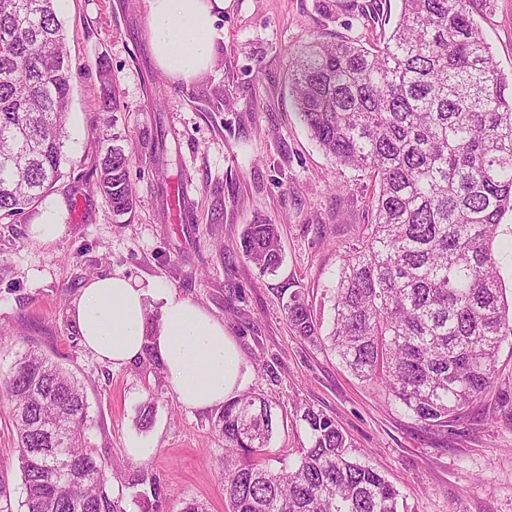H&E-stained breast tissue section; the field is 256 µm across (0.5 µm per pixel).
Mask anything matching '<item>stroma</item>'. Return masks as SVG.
Here are the masks:
<instances>
[{"mask_svg": "<svg viewBox=\"0 0 512 512\" xmlns=\"http://www.w3.org/2000/svg\"><path fill=\"white\" fill-rule=\"evenodd\" d=\"M363 3L224 0L219 56L186 82L167 77L153 57L147 0H57L72 99L65 176L46 200L66 229L42 243L29 235L36 212L0 220V378L34 345L81 381L87 441L111 463L109 483L127 512H146L125 486L140 464L128 454L134 446L150 451L142 464L161 484L159 512H180L191 499L226 512L224 440L218 410L183 408L152 362L115 367L82 346L72 304L86 281L117 272L173 288L223 321L248 368L243 392L267 397L279 419L271 467L294 463L308 447L295 414L308 404L336 420L350 456L397 487L400 512H512V338L500 348L489 393L438 431L288 326L285 306L299 290L330 327L340 256L372 221L369 178L320 150L297 115L289 81L294 54L307 43L379 38ZM480 25L494 65L511 80L512 0H496ZM102 59L119 100L109 113L100 109ZM110 145L135 153L136 205L120 217L96 189V164ZM181 186L188 200L178 222L172 200ZM259 216L281 226L282 263L264 276L238 250L246 224ZM150 397L154 418L143 429L137 416Z\"/></svg>", "mask_w": 512, "mask_h": 512, "instance_id": "stroma-1", "label": "stroma"}]
</instances>
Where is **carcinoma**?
<instances>
[{
	"label": "carcinoma",
	"instance_id": "obj_1",
	"mask_svg": "<svg viewBox=\"0 0 512 512\" xmlns=\"http://www.w3.org/2000/svg\"><path fill=\"white\" fill-rule=\"evenodd\" d=\"M57 0H0V218L38 208L62 177L71 102L67 34ZM387 0L365 5L390 23ZM495 0H401L382 43H309L291 74L298 117L336 164L374 178V221L342 255L321 335L312 304L288 298V324L326 340L357 378L428 427L448 422L491 388L502 343L512 337L493 244L512 214V85L493 64L477 18ZM100 103L117 109L108 62ZM131 156L111 146L96 188L122 216L135 204ZM240 248L261 273L281 262L278 225L256 218ZM12 404L21 475L18 507L0 465V512H126L108 465L86 441L81 384L40 351L17 355L0 382ZM310 446L293 466L265 462L276 427L268 399L224 403L221 479L229 512H398V489L353 461L335 420L299 407ZM132 488L161 489L143 466Z\"/></svg>",
	"mask_w": 512,
	"mask_h": 512
}]
</instances>
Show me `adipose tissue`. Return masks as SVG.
I'll use <instances>...</instances> for the list:
<instances>
[{
    "instance_id": "obj_1",
    "label": "adipose tissue",
    "mask_w": 512,
    "mask_h": 512,
    "mask_svg": "<svg viewBox=\"0 0 512 512\" xmlns=\"http://www.w3.org/2000/svg\"><path fill=\"white\" fill-rule=\"evenodd\" d=\"M224 0H148L147 33L158 66L171 78L190 81L213 65L224 35L215 26ZM159 302L148 328L151 302ZM71 315L83 345L96 358L120 366L153 349L178 402L208 411L233 398L247 369L224 324L202 306L162 284L135 286L115 273L82 288Z\"/></svg>"
}]
</instances>
